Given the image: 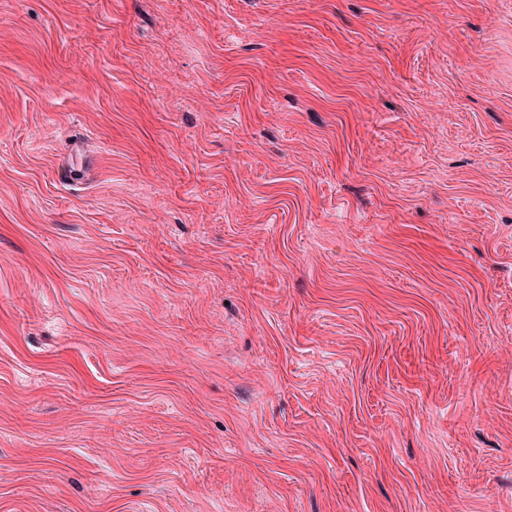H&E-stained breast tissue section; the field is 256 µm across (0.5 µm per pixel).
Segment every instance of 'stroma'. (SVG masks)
Listing matches in <instances>:
<instances>
[{
	"instance_id": "35a3bbf8",
	"label": "stroma",
	"mask_w": 512,
	"mask_h": 512,
	"mask_svg": "<svg viewBox=\"0 0 512 512\" xmlns=\"http://www.w3.org/2000/svg\"><path fill=\"white\" fill-rule=\"evenodd\" d=\"M0 512H512V0H0Z\"/></svg>"
}]
</instances>
